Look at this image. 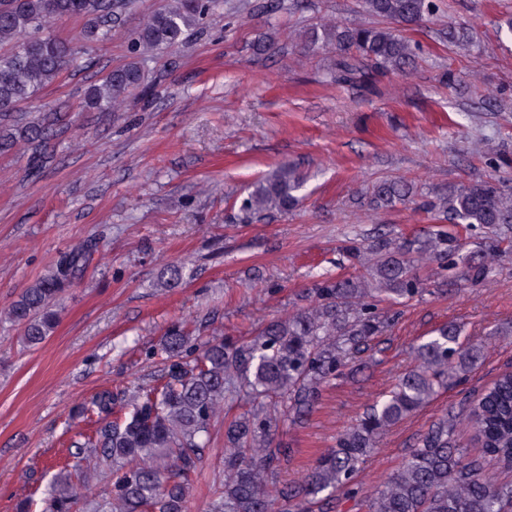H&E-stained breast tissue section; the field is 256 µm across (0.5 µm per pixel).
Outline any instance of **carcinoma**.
Here are the masks:
<instances>
[{
    "instance_id": "carcinoma-1",
    "label": "carcinoma",
    "mask_w": 512,
    "mask_h": 512,
    "mask_svg": "<svg viewBox=\"0 0 512 512\" xmlns=\"http://www.w3.org/2000/svg\"><path fill=\"white\" fill-rule=\"evenodd\" d=\"M116 0H0V124L12 121L18 105L65 72L80 66V47L43 35L48 23L83 20V44L112 38ZM367 11L386 20L413 24L436 10L434 0H364ZM219 0H170L152 11L133 32L132 59L113 67L89 86L83 109L105 111L145 85L139 58L178 47L218 6ZM310 41L336 51L330 81L373 86L376 78L405 68L414 48L391 28L325 26ZM59 121L45 112L19 129L31 146L29 170L52 158L50 136ZM304 185L296 169L282 165L257 181L241 200L254 213L286 212ZM403 181L379 184L373 209L408 199ZM436 224L413 237L393 231L347 248L354 272L326 276L307 292L310 305L287 318L272 319L241 344L214 336L195 342L178 326L163 337L157 354L167 365L164 383L117 399L103 391L82 403L78 413L97 417L96 435L72 443L71 470L54 477L48 497L28 499L18 512H72L79 497L72 476L86 484L97 471H109L112 488L89 502L87 512H188L190 487L203 474L210 428L226 401L244 396L249 409L224 422L223 468L215 476L207 512H306L304 503L328 500L338 491L360 497L366 512H512V483L485 472L489 462L512 470V373L467 397L460 409L433 422L414 442L399 469L366 492L357 476L374 453L381 435L428 404L448 380H463L481 360V345L460 340L461 327L449 322L415 349L416 365L381 399L336 438L294 485L282 480L291 449L275 435L296 426L317 404L323 388L354 372L359 354L383 335L390 317L382 303H407L429 291L417 272L418 258L437 265V284L487 280L495 271L481 248L465 250L467 232L478 227L498 234V251L512 255V188L497 180L453 185L434 200L419 204ZM92 257L91 246L70 247L55 268L38 277L14 300L9 319L23 329L31 347L54 332L58 304ZM123 414L112 417L114 406ZM471 423L481 454L471 456L456 438L457 419Z\"/></svg>"
}]
</instances>
